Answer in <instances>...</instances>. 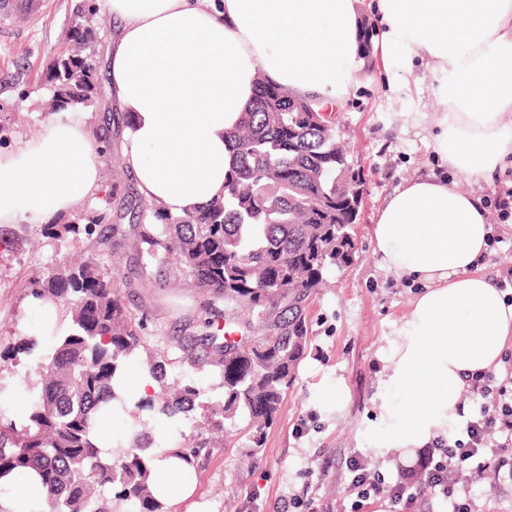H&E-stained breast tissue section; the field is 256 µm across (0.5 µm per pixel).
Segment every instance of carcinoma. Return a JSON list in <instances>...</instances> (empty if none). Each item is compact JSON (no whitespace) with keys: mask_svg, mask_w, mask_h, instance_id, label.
I'll list each match as a JSON object with an SVG mask.
<instances>
[{"mask_svg":"<svg viewBox=\"0 0 512 512\" xmlns=\"http://www.w3.org/2000/svg\"><path fill=\"white\" fill-rule=\"evenodd\" d=\"M96 0H85L65 35V46L46 65L50 111H85L102 100L95 66ZM298 111L296 97L261 74L254 101L230 136L231 165L224 197L182 215L141 199L115 171L93 207L81 206L64 224H42L52 244L81 248V260L59 265L32 282L35 300L51 298L68 320L48 355L35 336H18L0 360L24 356L38 365L34 399L16 420L0 402V476L33 468L46 512H169L149 491L158 448H173L198 466L213 441H171L156 424L177 416L232 444L260 438L281 411L296 369L311 348L308 306L324 272L351 261L354 249L351 189L359 182L336 132V117ZM128 124L117 113L91 131L97 151L111 148L109 127ZM129 219L132 235L120 221ZM128 241L138 282L125 287L197 289L203 295L200 331L155 344L141 335L143 318L126 305L112 255ZM138 358L153 393L126 394L127 361ZM189 362L209 374L171 377ZM128 410L127 438L105 449L95 418Z\"/></svg>","mask_w":512,"mask_h":512,"instance_id":"carcinoma-1","label":"carcinoma"}]
</instances>
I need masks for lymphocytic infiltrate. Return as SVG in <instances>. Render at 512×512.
<instances>
[{"mask_svg":"<svg viewBox=\"0 0 512 512\" xmlns=\"http://www.w3.org/2000/svg\"><path fill=\"white\" fill-rule=\"evenodd\" d=\"M505 375V384L498 387L493 384L495 376L491 372L471 378L470 393L479 409L467 421L464 437L439 443V454L426 462L425 477L419 485L386 483L381 474L369 471L362 462H354L349 486L351 512H362L367 501L381 498L389 502L391 512H410L417 498L425 494L447 500L448 512H470L468 498L455 496L448 477L465 470L473 479H482L497 454L495 434L512 437V367L506 369Z\"/></svg>","mask_w":512,"mask_h":512,"instance_id":"f902f5d3","label":"lymphocytic infiltrate"}]
</instances>
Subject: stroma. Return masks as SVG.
<instances>
[{"mask_svg": "<svg viewBox=\"0 0 512 512\" xmlns=\"http://www.w3.org/2000/svg\"><path fill=\"white\" fill-rule=\"evenodd\" d=\"M82 0H49L38 25L16 20L18 37L0 42V119L14 129L9 147L38 136L48 118L42 102L48 93L43 70L62 46ZM444 108L428 88L422 70L387 77L372 73L355 81L338 126L351 167L362 178V203L355 226L351 261L328 271V286L309 305L313 347L299 365L277 422L266 430L262 447L242 441L217 447L197 467V500L203 512H286L289 498L310 488L316 497L348 512L352 460L378 469L389 483L405 470L420 469L427 449L415 451L409 465L379 458L361 435L375 421L377 354L394 336L414 291L377 266L369 229L385 199L408 179L437 171L438 160L427 147L428 131L414 128V112ZM512 181V170L463 190L482 196L495 241L483 259L494 279H512V226L505 224L496 198ZM13 238L0 242V350L16 336H39V351L51 353L53 339L41 331L39 309L27 296L30 278L44 267L63 262L65 251L48 245L30 224L13 225ZM127 305L144 318V335L154 339L180 336L197 321L202 297L191 288H126ZM343 386L347 399L334 410L320 392ZM456 491H467L472 512H512V478L488 473L479 482L455 477Z\"/></svg>", "mask_w": 512, "mask_h": 512, "instance_id": "1", "label": "stroma"}]
</instances>
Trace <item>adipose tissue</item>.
<instances>
[{
  "mask_svg": "<svg viewBox=\"0 0 512 512\" xmlns=\"http://www.w3.org/2000/svg\"><path fill=\"white\" fill-rule=\"evenodd\" d=\"M114 24L106 51L122 159L144 199L173 214L224 191L225 138L266 75L342 107L362 64L363 14L378 72L421 65L441 112H419L447 174L395 190L370 228L379 267L416 287L378 354L380 417L365 436L389 456L441 439L460 419L469 375L496 367L512 341V303L480 262L492 226L474 185L512 168V0H100ZM471 183L460 189L459 180ZM102 162L84 113L51 115L19 149H0V224L41 225L95 200ZM196 471L155 461L151 489L189 501Z\"/></svg>",
  "mask_w": 512,
  "mask_h": 512,
  "instance_id": "ef3b65f1",
  "label": "adipose tissue"
}]
</instances>
